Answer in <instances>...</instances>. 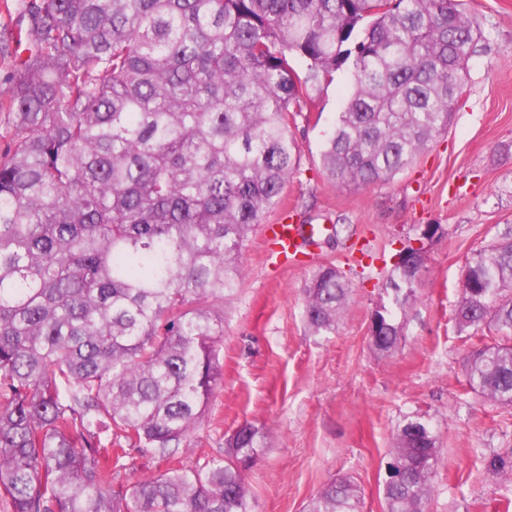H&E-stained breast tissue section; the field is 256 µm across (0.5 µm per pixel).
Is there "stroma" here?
I'll use <instances>...</instances> for the list:
<instances>
[{
    "mask_svg": "<svg viewBox=\"0 0 512 512\" xmlns=\"http://www.w3.org/2000/svg\"><path fill=\"white\" fill-rule=\"evenodd\" d=\"M481 32L454 119L408 170L384 184L336 185L320 163L347 74L304 100L318 125L298 122L301 151L280 204L265 214L242 251L245 273L224 304V381L188 451L162 459L127 449L111 458L114 483L181 465L204 463L239 424L250 422L265 446L246 471L251 512H303L331 479L359 485L361 512H382L389 449L406 418H432L439 438L430 512H496L505 484L484 457L512 447V407L471 392L466 348L453 324L465 262L512 226V0H465ZM326 216L339 235L291 266L280 265L266 228ZM424 224L440 225L425 244L416 298L402 319L398 347L377 354L372 311L387 302L386 277L400 244ZM334 264L354 290L335 333L317 336L304 319L303 288L321 265Z\"/></svg>",
    "mask_w": 512,
    "mask_h": 512,
    "instance_id": "35a3bbf8",
    "label": "stroma"
}]
</instances>
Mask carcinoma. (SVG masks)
I'll use <instances>...</instances> for the list:
<instances>
[{
  "instance_id": "1",
  "label": "carcinoma",
  "mask_w": 512,
  "mask_h": 512,
  "mask_svg": "<svg viewBox=\"0 0 512 512\" xmlns=\"http://www.w3.org/2000/svg\"><path fill=\"white\" fill-rule=\"evenodd\" d=\"M462 0H21L0 111V497L9 512H249L244 471L264 435L245 422L199 467L114 484L103 441L171 457L223 380L224 297L244 244L300 165V101L346 70L320 153L359 190L413 165L452 122L477 53ZM399 342L421 273L395 264ZM353 285L333 265L304 288L315 335ZM470 388L512 405V228L473 253L454 316ZM440 448L406 420L383 512H426ZM512 487V448L484 457ZM329 481L307 512H360Z\"/></svg>"
}]
</instances>
